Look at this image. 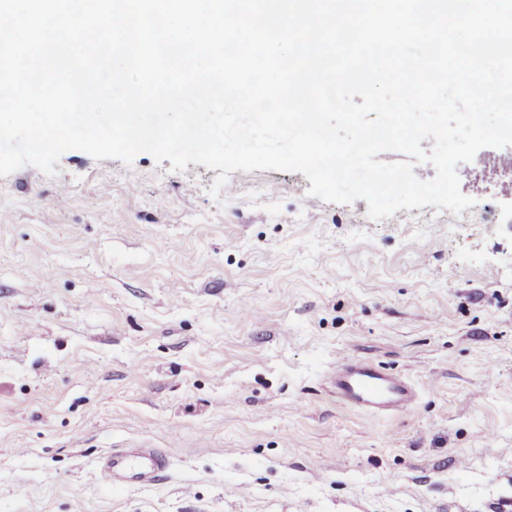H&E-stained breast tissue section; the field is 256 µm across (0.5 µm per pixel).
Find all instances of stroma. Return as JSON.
I'll return each instance as SVG.
<instances>
[{"mask_svg":"<svg viewBox=\"0 0 512 512\" xmlns=\"http://www.w3.org/2000/svg\"><path fill=\"white\" fill-rule=\"evenodd\" d=\"M374 220L297 172L62 154L0 177V512H512V172ZM419 388L395 416L342 357ZM165 449L112 491V448ZM328 383L338 400L373 415L403 412L419 397L410 379L363 359H339L329 373ZM169 469V455L161 448H112L96 467L100 484L109 490L152 485Z\"/></svg>","mask_w":512,"mask_h":512,"instance_id":"stroma-1","label":"stroma"}]
</instances>
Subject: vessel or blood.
<instances>
[{
	"label": "vessel or blood",
	"instance_id": "vessel-or-blood-1",
	"mask_svg": "<svg viewBox=\"0 0 512 512\" xmlns=\"http://www.w3.org/2000/svg\"><path fill=\"white\" fill-rule=\"evenodd\" d=\"M337 399L359 411L392 415L418 399L416 385L363 359H339L328 376ZM170 469V458L160 448H114L97 463L100 484L109 490L145 487L160 481Z\"/></svg>",
	"mask_w": 512,
	"mask_h": 512
}]
</instances>
